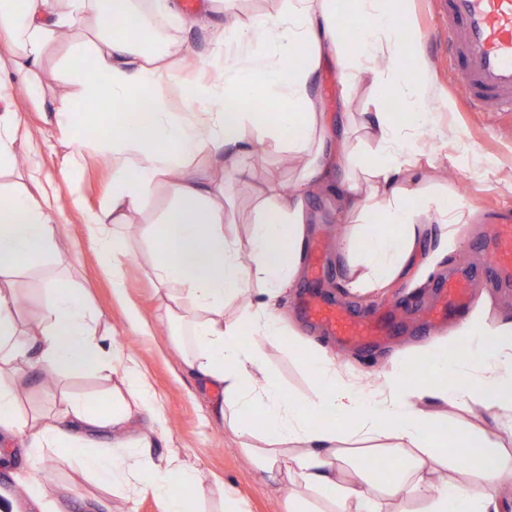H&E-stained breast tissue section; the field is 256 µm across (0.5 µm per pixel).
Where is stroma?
I'll return each mask as SVG.
<instances>
[{
    "label": "stroma",
    "mask_w": 512,
    "mask_h": 512,
    "mask_svg": "<svg viewBox=\"0 0 512 512\" xmlns=\"http://www.w3.org/2000/svg\"><path fill=\"white\" fill-rule=\"evenodd\" d=\"M276 0H228L225 10L214 12L197 23L175 29L166 20L157 27L165 38L189 55L195 65L207 63L214 53L212 33L228 18L246 23L258 13L272 9ZM399 23L412 24L415 34L409 53H422L435 79L437 97L429 105L423 128V144L428 158L422 161L414 177L420 193L457 203L464 217L457 227L455 248L442 252L434 270L419 287H412L420 266L426 263L444 233L437 219H429L425 237L420 241L414 263L388 287L365 295L351 294L343 288L342 272L336 264L334 225L349 226L350 219L336 203L327 185H320L306 200L313 216L309 241L321 244L323 275L319 281L302 276L282 302L291 326L305 339L334 351L340 363L362 373L371 382L377 372L397 352L425 346L436 336L450 335L453 324L426 325L425 315L442 298V286L451 276H466L472 297L491 299L493 319L512 318V284L499 280L491 270L485 217L495 208H512V112H476L464 101L458 76L448 68V57L436 38L438 20L432 0H402ZM82 31L68 32L53 44L41 63L42 72L51 74L42 99H32L23 77L11 73L6 89L7 103L20 112L26 126L41 144L36 161L48 176L62 209L57 226V243L62 251L76 253L78 259L66 274L85 287L88 300L100 314L101 327L111 329L116 340L125 344L140 361L152 388L158 394L164 421L150 447L130 444L126 456L149 462L178 451L204 476L208 489L197 500V512H222L225 494H232L243 512H283L282 487L259 471L241 454L232 435L224 429L219 409L221 390L210 388L190 374L183 363L184 346L178 323L166 320L161 302L150 278L152 242L146 231L158 222L169 204L163 187H156L144 200L133 219L139 231L130 240L131 255L123 265L125 290L115 295L112 283L102 275L96 253L88 239L85 214L98 209L112 195V170L102 159L87 158L75 173L63 169L66 149L53 138L44 123L46 112L60 107L66 87L60 63L68 44L82 38ZM313 91L324 113L329 140H337L345 124L346 111L405 112L398 99L377 95L368 86L345 94L333 56H324L315 75ZM281 152L266 151L262 163L253 164L251 179L234 183L227 193L238 214L233 230L246 238L248 224L258 195L269 194L271 187L293 181L297 170L284 167ZM316 293L327 305L357 317L385 314L390 334L379 344L361 347L349 345L307 322L302 301ZM136 313L148 326L149 335L132 331L129 313ZM299 349L275 346L268 351V362L279 382L292 397L311 394L314 381L301 363ZM74 395L89 402L110 404L128 399L119 377L98 373H77L58 377L54 387H46L39 377L23 381L18 391L20 417L45 418L54 414L64 400ZM427 410L448 429L480 427L497 431L495 421L476 404L466 406L434 401ZM11 465L0 467V488L12 486L16 470L32 472L45 492L49 512H161L159 503L144 495L128 500L118 489L103 485L76 469L64 454L44 452L37 455L28 448L27 436L7 441Z\"/></svg>",
    "instance_id": "stroma-1"
}]
</instances>
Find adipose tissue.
Returning a JSON list of instances; mask_svg holds the SVG:
<instances>
[{
    "mask_svg": "<svg viewBox=\"0 0 512 512\" xmlns=\"http://www.w3.org/2000/svg\"><path fill=\"white\" fill-rule=\"evenodd\" d=\"M178 12L175 0H0V38L36 100L44 93L39 67L46 50L75 27L91 29L63 59L69 93L84 108H59L51 123L67 149V171L91 155L112 167V198L89 213L86 224L114 293L124 288L128 218L154 186H165L172 204L149 229L164 315L184 328L187 369L222 389V417L240 450L271 479L292 486L285 512H316L318 497L337 512H384L390 502L416 503L422 512H448L452 504L460 512H501L512 455L483 429L448 435L422 403L474 402L493 418L512 415V321L489 323L487 308H479L450 337L393 359L368 388L323 351L304 360L316 382L304 399L289 396L267 366L269 348L281 343L285 331L275 302L303 271L310 222L305 198L317 181L341 173L336 200L352 224L336 241V260L354 293L398 278L425 221L448 216L443 200L402 183L417 168L418 129L436 89L422 55L401 63L410 33L395 22L397 0H281L276 11L248 25H225L219 38L234 42V54L215 59L186 83L179 80V48L138 37L153 18ZM348 15L365 33L354 51L343 47ZM327 52L345 86L366 83L404 100L411 125L379 111L360 122L374 143L370 152L348 141L337 150L327 147L313 93ZM176 83L181 92L175 103ZM256 100L270 105L273 117L250 111ZM257 143L288 150L303 164L274 200L258 204L243 242L229 232L234 219L224 211V195L196 160L210 161L229 186L251 177L239 158ZM27 179L37 195L0 185V436L25 427L17 416V392L31 372L121 375L129 394L162 423L140 363L100 328L82 286L59 275L47 279L34 324L17 323V293L5 276L64 263L55 244L61 213L51 182L36 168ZM228 309L236 310L234 321H225ZM132 418L121 401L96 410L71 398L51 421L37 425L30 445L68 453L101 482L122 479L128 497L152 494L161 512H189L188 494L178 492L172 479L197 490L202 484L197 469L178 456L131 463L80 443L63 427L69 420L91 432L109 430L114 447L122 448ZM376 457L396 462L393 482L374 475ZM452 459L466 461L481 478L480 493L440 480Z\"/></svg>",
    "mask_w": 512,
    "mask_h": 512,
    "instance_id": "ef3b65f1",
    "label": "adipose tissue"
}]
</instances>
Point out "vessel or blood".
Segmentation results:
<instances>
[{"label": "vessel or blood", "mask_w": 512, "mask_h": 512, "mask_svg": "<svg viewBox=\"0 0 512 512\" xmlns=\"http://www.w3.org/2000/svg\"><path fill=\"white\" fill-rule=\"evenodd\" d=\"M447 17L448 60L463 83L469 105L480 112H512V0H440ZM493 241L490 263L512 267V212L487 215ZM308 319L346 340L363 343L375 321L327 307L316 295L303 302Z\"/></svg>", "instance_id": "vessel-or-blood-1"}]
</instances>
